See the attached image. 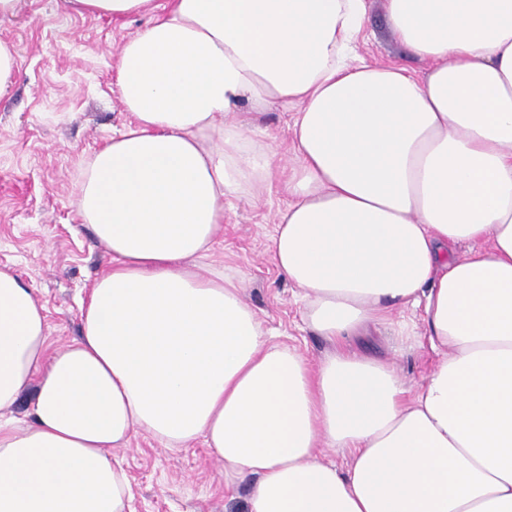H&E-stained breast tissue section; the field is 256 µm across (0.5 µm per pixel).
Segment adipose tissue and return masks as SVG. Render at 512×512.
Instances as JSON below:
<instances>
[{"mask_svg": "<svg viewBox=\"0 0 512 512\" xmlns=\"http://www.w3.org/2000/svg\"><path fill=\"white\" fill-rule=\"evenodd\" d=\"M68 2L150 21L116 63L136 124L80 175L112 267L79 339L51 350L0 269V411L35 390L25 426L0 423V512H132L116 451L139 432L203 440L225 487L254 478L243 512H512V0H386L421 78L358 61L366 0ZM244 102L291 112L288 180ZM274 189L271 258L334 346L316 364L238 278L196 270L225 202ZM373 324L427 342L417 388L352 349Z\"/></svg>", "mask_w": 512, "mask_h": 512, "instance_id": "adipose-tissue-1", "label": "adipose tissue"}]
</instances>
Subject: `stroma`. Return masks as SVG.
<instances>
[{"mask_svg": "<svg viewBox=\"0 0 512 512\" xmlns=\"http://www.w3.org/2000/svg\"><path fill=\"white\" fill-rule=\"evenodd\" d=\"M145 24L144 18L109 20L71 11L66 0H22L19 13L0 21V40L16 53L17 73L0 95V269L21 277L44 306L49 342L58 349L76 340L88 288L110 266L106 246L82 224L75 207L80 171L112 136L133 121L116 86L120 45ZM358 55L369 63H394L415 76L424 61L392 34L386 0H367V19ZM289 113L266 108L257 138L268 145L275 166L289 167ZM288 201L275 193L259 203L232 200L213 263L242 282V295L257 313L271 341L296 347L318 362L332 346L302 319L296 288L270 258L277 216ZM357 349L391 362L407 387L428 373L432 354L402 348L391 329L371 327ZM134 492L135 512H225L243 501L250 484L224 486V465L203 442L168 448L146 433L118 449Z\"/></svg>", "mask_w": 512, "mask_h": 512, "instance_id": "1", "label": "stroma"}]
</instances>
